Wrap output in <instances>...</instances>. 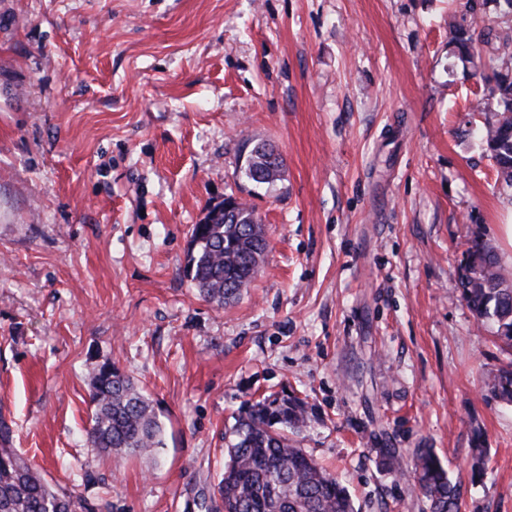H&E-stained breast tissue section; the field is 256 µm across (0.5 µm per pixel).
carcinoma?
<instances>
[{
  "label": "carcinoma",
  "mask_w": 512,
  "mask_h": 512,
  "mask_svg": "<svg viewBox=\"0 0 512 512\" xmlns=\"http://www.w3.org/2000/svg\"><path fill=\"white\" fill-rule=\"evenodd\" d=\"M512 17V0H465L462 22L448 36L464 73L477 79L484 97L477 111L493 120L472 130L506 186L512 188V26L494 29L489 7ZM244 175L257 184L278 180L282 161L271 159L265 142L245 148ZM267 241L254 210L239 206L237 222L224 213L210 224L192 226L187 276L198 295L216 308L238 300L256 278ZM458 271L460 297L477 323L512 355V279L500 269L492 247L476 236L466 243ZM489 392L512 405V359L487 379ZM88 432L93 447L117 465L132 456L152 457L164 447V428L133 379L118 366L104 363L90 386ZM308 404L297 397H264L239 412L226 445L228 460L215 489L224 512H355L339 478L320 465L290 434L306 426ZM10 428L0 423V512H75V496L49 481L15 448ZM381 464L408 476L430 501L431 512H460V485L454 482L432 448L414 449L402 468L394 448L380 450Z\"/></svg>",
  "instance_id": "carcinoma-1"
}]
</instances>
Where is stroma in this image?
<instances>
[{
  "instance_id": "1",
  "label": "stroma",
  "mask_w": 512,
  "mask_h": 512,
  "mask_svg": "<svg viewBox=\"0 0 512 512\" xmlns=\"http://www.w3.org/2000/svg\"><path fill=\"white\" fill-rule=\"evenodd\" d=\"M458 0H0V420L76 512H224V431L264 395L314 414L302 448L357 512H431L379 449L432 448L460 512H512L508 355L460 298L480 234L512 278V188L470 130ZM266 141L280 180L240 171ZM234 194L268 249L216 309L189 230ZM116 364L164 426L121 471L87 439ZM485 472L472 482V440ZM486 386L496 399L512 405V359L490 374Z\"/></svg>"
}]
</instances>
